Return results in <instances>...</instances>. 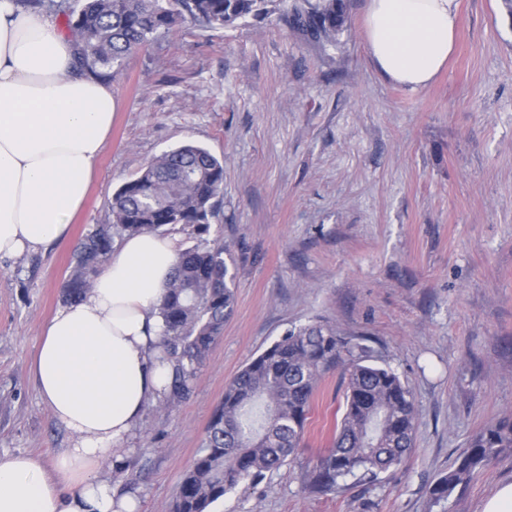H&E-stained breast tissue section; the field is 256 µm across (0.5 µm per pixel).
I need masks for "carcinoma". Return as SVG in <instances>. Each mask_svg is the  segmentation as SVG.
Segmentation results:
<instances>
[{
	"label": "carcinoma",
	"instance_id": "obj_1",
	"mask_svg": "<svg viewBox=\"0 0 512 512\" xmlns=\"http://www.w3.org/2000/svg\"><path fill=\"white\" fill-rule=\"evenodd\" d=\"M22 10L62 15L75 40L79 71L111 82L127 60L177 28L222 29L249 15L268 13L267 0H13ZM291 23L315 37L333 38L345 23V0H318L294 10ZM224 182V162L187 143L153 159L107 200L109 219L75 247V264L62 283L68 302L82 299L108 262L115 240L166 226H192L202 236L179 253L160 301L164 329L160 360L171 369L167 402L184 401L197 371L220 337L235 305L234 275L222 245L208 234ZM367 347L340 339L314 322L287 330L249 361L224 390L202 448L181 477L173 512H208L240 483L261 482L302 447L314 393L323 376L341 368L343 411L332 446L305 474L320 492L343 488L349 476L374 481L399 466L414 446L415 404L392 369L367 362ZM512 448V420L477 433L448 471L429 488L435 504L490 460Z\"/></svg>",
	"mask_w": 512,
	"mask_h": 512
}]
</instances>
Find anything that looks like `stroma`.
Here are the masks:
<instances>
[{"instance_id":"35a3bbf8","label":"stroma","mask_w":512,"mask_h":512,"mask_svg":"<svg viewBox=\"0 0 512 512\" xmlns=\"http://www.w3.org/2000/svg\"><path fill=\"white\" fill-rule=\"evenodd\" d=\"M266 16L184 29L132 56L112 83V135L68 239L0 261V453L52 465L70 435L41 398L32 361L62 305L73 250L108 218V196L192 141L224 161L207 238L227 249L236 306L192 396L149 403L121 473L137 512H173L225 386L285 330L322 321L393 369L416 408L414 446L392 473L305 481L344 403L320 382L295 460L242 483L211 512H479L512 482V450L433 504L435 480L480 430L512 420V6L460 0L455 48L425 87L390 81L365 44V0H346L335 40Z\"/></svg>"}]
</instances>
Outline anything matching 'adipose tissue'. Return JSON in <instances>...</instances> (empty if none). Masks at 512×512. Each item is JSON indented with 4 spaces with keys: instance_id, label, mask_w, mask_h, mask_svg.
Wrapping results in <instances>:
<instances>
[{
    "instance_id": "adipose-tissue-1",
    "label": "adipose tissue",
    "mask_w": 512,
    "mask_h": 512,
    "mask_svg": "<svg viewBox=\"0 0 512 512\" xmlns=\"http://www.w3.org/2000/svg\"><path fill=\"white\" fill-rule=\"evenodd\" d=\"M459 0H368L367 53L390 80L428 86L454 48ZM74 43L44 13L0 0V260L65 237L112 129V88L77 71ZM179 250L156 232L125 237L80 302L42 330L33 372L54 419L72 435L53 469L0 454V512H136L99 479L167 372L157 359V305Z\"/></svg>"
}]
</instances>
